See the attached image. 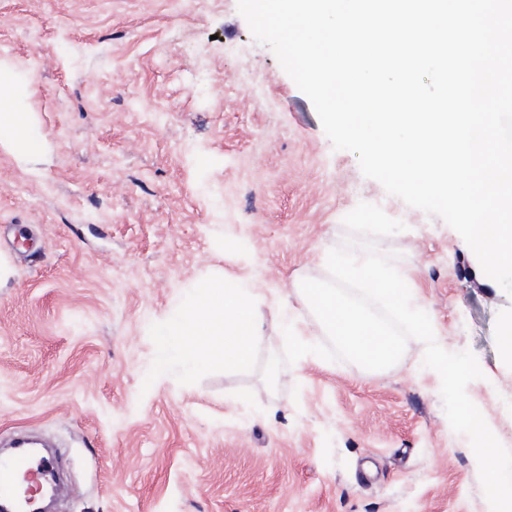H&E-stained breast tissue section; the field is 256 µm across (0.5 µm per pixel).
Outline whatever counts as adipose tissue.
Here are the masks:
<instances>
[{
	"mask_svg": "<svg viewBox=\"0 0 512 512\" xmlns=\"http://www.w3.org/2000/svg\"><path fill=\"white\" fill-rule=\"evenodd\" d=\"M24 86L18 74L0 64V144L17 157L33 158L44 150V141L34 131V121L23 104Z\"/></svg>",
	"mask_w": 512,
	"mask_h": 512,
	"instance_id": "ef3b65f1",
	"label": "adipose tissue"
}]
</instances>
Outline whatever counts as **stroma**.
I'll use <instances>...</instances> for the list:
<instances>
[{
  "label": "stroma",
  "instance_id": "obj_1",
  "mask_svg": "<svg viewBox=\"0 0 512 512\" xmlns=\"http://www.w3.org/2000/svg\"><path fill=\"white\" fill-rule=\"evenodd\" d=\"M0 62L22 76L45 151L0 144V435L51 439L57 512H488L467 436L413 339L369 371L311 355L149 384L150 326L210 275L256 288L261 356L359 202L413 272L437 342L472 351L467 394L512 450V296L440 217L334 150L308 97L237 0H0Z\"/></svg>",
  "mask_w": 512,
  "mask_h": 512
}]
</instances>
